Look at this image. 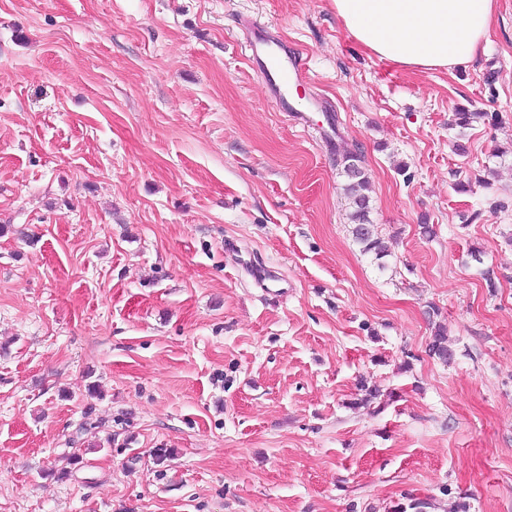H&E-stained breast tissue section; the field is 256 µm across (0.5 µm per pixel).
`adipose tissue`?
Returning a JSON list of instances; mask_svg holds the SVG:
<instances>
[{
	"mask_svg": "<svg viewBox=\"0 0 512 512\" xmlns=\"http://www.w3.org/2000/svg\"><path fill=\"white\" fill-rule=\"evenodd\" d=\"M354 39L376 56L428 71L475 58L495 0H333Z\"/></svg>",
	"mask_w": 512,
	"mask_h": 512,
	"instance_id": "1",
	"label": "adipose tissue"
}]
</instances>
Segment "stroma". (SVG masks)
Segmentation results:
<instances>
[{
	"mask_svg": "<svg viewBox=\"0 0 512 512\" xmlns=\"http://www.w3.org/2000/svg\"><path fill=\"white\" fill-rule=\"evenodd\" d=\"M249 17L303 50L305 123ZM413 499L512 512V0L432 71L332 0H0V512ZM344 159L343 173L347 182L343 189L353 209L350 213L352 237L360 245L362 252L373 253L376 257H381L386 253L387 246L375 234L374 224H371L369 219L370 199L366 193L368 178L365 176L364 170L355 163L360 161L359 157L353 153H346ZM447 336L442 325L435 327L432 340L428 345V355L441 362H448L453 358V351L448 347Z\"/></svg>",
	"mask_w": 512,
	"mask_h": 512,
	"instance_id": "1",
	"label": "stroma"
}]
</instances>
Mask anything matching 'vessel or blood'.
I'll return each instance as SVG.
<instances>
[{
    "instance_id": "1",
    "label": "vessel or blood",
    "mask_w": 512,
    "mask_h": 512,
    "mask_svg": "<svg viewBox=\"0 0 512 512\" xmlns=\"http://www.w3.org/2000/svg\"><path fill=\"white\" fill-rule=\"evenodd\" d=\"M252 28L246 48L276 102L288 108V98L305 74V63L298 52L283 48L265 24L256 21Z\"/></svg>"
}]
</instances>
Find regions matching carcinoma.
I'll use <instances>...</instances> for the list:
<instances>
[{
	"label": "carcinoma",
	"instance_id": "1",
	"mask_svg": "<svg viewBox=\"0 0 512 512\" xmlns=\"http://www.w3.org/2000/svg\"><path fill=\"white\" fill-rule=\"evenodd\" d=\"M357 161H359V157L356 155L352 153L345 154L343 173L347 182L344 185V191L352 208L350 213L351 234L354 241L362 248V252L381 257L386 253L387 246L375 234L374 225L370 222V199L367 194L368 180ZM428 355L443 363L453 358V351L448 347L445 329L440 324L435 327L432 340L428 345Z\"/></svg>",
	"mask_w": 512,
	"mask_h": 512
}]
</instances>
